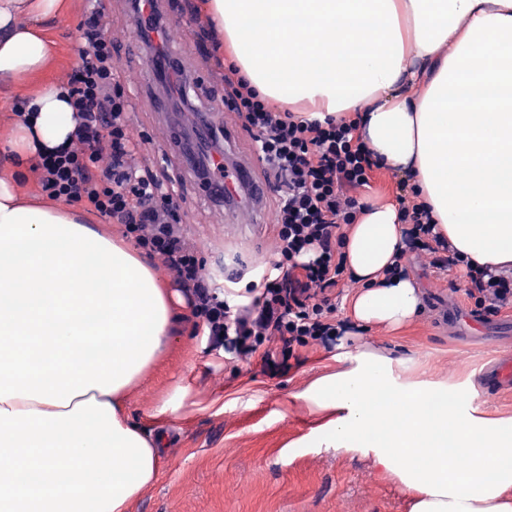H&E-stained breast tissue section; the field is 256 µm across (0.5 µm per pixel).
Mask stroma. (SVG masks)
<instances>
[{
  "instance_id": "obj_1",
  "label": "stroma",
  "mask_w": 512,
  "mask_h": 512,
  "mask_svg": "<svg viewBox=\"0 0 512 512\" xmlns=\"http://www.w3.org/2000/svg\"><path fill=\"white\" fill-rule=\"evenodd\" d=\"M112 20L108 31L118 80L130 97L129 122L148 139L154 171L180 206L184 230L196 244L205 273L233 278L242 299L261 290L253 271L277 259L275 199L264 214L246 209L230 215L223 202L203 191L185 152L168 131L189 127L187 113L168 106L166 87L143 70L148 55L128 13L127 0H103ZM89 0H75L71 16L48 21L59 48L54 79L66 80L79 62L78 25ZM196 25L169 26L167 47L195 79L198 117L220 112L226 160H254L252 140L224 104V72L205 56ZM404 271L419 288L423 311L400 332L380 327L354 333L327 348L294 346L285 371L268 373L259 355H229L196 332L191 306L173 329V344L130 392L127 413L146 432L163 429L166 444L154 485L130 512H409L404 487L358 450L322 448L314 432L318 414L302 394L318 377L344 370L337 354L367 345L391 359L396 376L410 383L434 380L461 391L479 416L512 419V386L482 394L475 388L479 368L512 354V309L486 320L482 338L462 343L448 320L449 308L471 315L480 309L467 294L459 267L430 264L405 248ZM189 385L186 408L176 415L156 409L172 389Z\"/></svg>"
}]
</instances>
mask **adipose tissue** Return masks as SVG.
<instances>
[{"mask_svg": "<svg viewBox=\"0 0 512 512\" xmlns=\"http://www.w3.org/2000/svg\"><path fill=\"white\" fill-rule=\"evenodd\" d=\"M74 0H0V78L31 123H0V512H129L155 482L161 434L132 423L128 391L175 316L159 271L29 167L64 145L73 109L45 74V23ZM237 71L298 117H347L379 168L406 173L451 254L512 272V0H205ZM401 211L365 208L346 232L353 325L396 331L421 309L393 273ZM324 448H360L411 495L409 512H512V431L440 384L401 386L366 349L317 379Z\"/></svg>", "mask_w": 512, "mask_h": 512, "instance_id": "obj_1", "label": "adipose tissue"}]
</instances>
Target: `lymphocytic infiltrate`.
<instances>
[{
  "label": "lymphocytic infiltrate",
  "instance_id": "f902f5d3",
  "mask_svg": "<svg viewBox=\"0 0 512 512\" xmlns=\"http://www.w3.org/2000/svg\"><path fill=\"white\" fill-rule=\"evenodd\" d=\"M142 2L129 0L130 15L146 49L164 59L158 74L186 82L181 61L154 46V35L165 26L158 14L143 16ZM108 26L99 6L89 8L79 24V63L66 83L75 127L69 146L42 154L35 165L42 191L69 204L87 201L157 257L174 273L201 329L225 350L260 354L264 368L275 373L285 369L289 345L334 343L330 294L344 272L340 228L361 211L355 192L368 186L373 169L369 152L353 139L354 122L304 121L274 111L246 81L233 83L225 104L250 134L265 185L275 195L279 258L262 293L230 309L183 236L177 203L143 163L127 120L129 101L112 69ZM468 277L485 310L512 307V285L503 276L472 270ZM274 336L286 346L282 353L265 347Z\"/></svg>",
  "mask_w": 512,
  "mask_h": 512
}]
</instances>
